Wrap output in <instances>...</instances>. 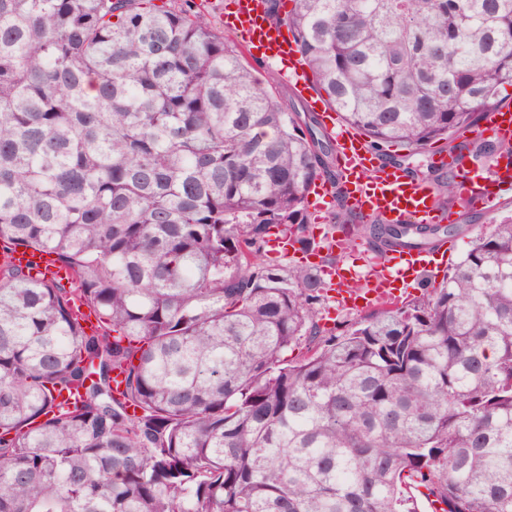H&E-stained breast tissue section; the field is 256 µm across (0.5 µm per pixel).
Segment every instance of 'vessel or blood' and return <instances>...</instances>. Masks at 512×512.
<instances>
[{"label": "vessel or blood", "instance_id": "vessel-or-blood-1", "mask_svg": "<svg viewBox=\"0 0 512 512\" xmlns=\"http://www.w3.org/2000/svg\"><path fill=\"white\" fill-rule=\"evenodd\" d=\"M231 27L253 58L282 63V76L299 94L309 89L307 68L302 63L288 34L267 19L261 0H235ZM320 119L330 138L335 140L338 166L347 202L363 220L378 219L388 224H439L448 218L434 202L432 186L408 176L403 169L381 164L368 150L362 136L341 124L336 113L321 112ZM488 129L504 142L512 141V113L493 112ZM461 196L490 212L500 204L501 188L512 187V156L504 154L485 163L459 162L455 168ZM10 260L18 266L32 267L50 279L60 271L49 253L16 251ZM432 256L424 250L387 252L368 268L366 290L351 293L348 283L356 277L353 266L339 263L325 274L337 290L338 301L346 308L361 310L375 304H391L401 298V284L421 286L431 277Z\"/></svg>", "mask_w": 512, "mask_h": 512}]
</instances>
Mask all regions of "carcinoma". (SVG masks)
I'll list each match as a JSON object with an SVG mask.
<instances>
[{
    "label": "carcinoma",
    "mask_w": 512,
    "mask_h": 512,
    "mask_svg": "<svg viewBox=\"0 0 512 512\" xmlns=\"http://www.w3.org/2000/svg\"><path fill=\"white\" fill-rule=\"evenodd\" d=\"M263 2L383 162L512 102V0ZM275 84L202 3L0 0V254L70 272L0 264V512H512V216L441 285L321 325L330 284L267 243L329 248L307 195L336 148ZM328 224L379 254L458 230ZM9 260L17 265L33 267V273H40L45 279L64 276V271L59 270L53 257L47 253H32L26 251H16L10 254Z\"/></svg>",
    "instance_id": "carcinoma-1"
}]
</instances>
